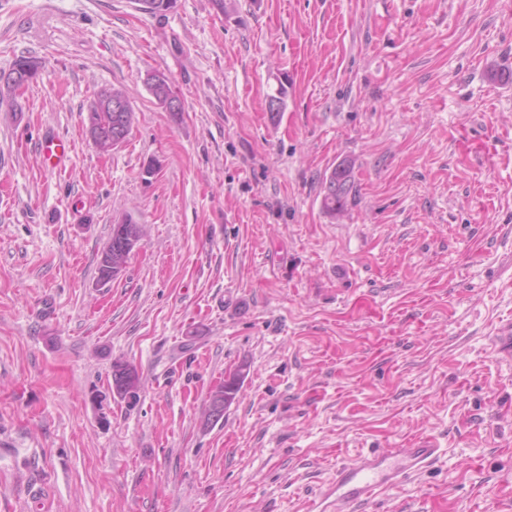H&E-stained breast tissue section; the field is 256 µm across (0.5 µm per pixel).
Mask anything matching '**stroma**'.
Listing matches in <instances>:
<instances>
[{
  "mask_svg": "<svg viewBox=\"0 0 512 512\" xmlns=\"http://www.w3.org/2000/svg\"><path fill=\"white\" fill-rule=\"evenodd\" d=\"M21 55L42 67L0 102V512H307L358 451L430 435L443 463L367 512H512V364L486 341L512 320V0H0V71ZM106 87L135 121L102 155ZM343 161L357 202L332 217ZM128 214L146 233L98 287ZM98 95L93 104L91 105V107L89 108L88 112H94L93 115L96 118V121L97 123H99V125L107 127L112 125V130L110 131V135L108 136L112 141V144L107 140L95 143V141H97L100 138H103L104 136L102 135V131L95 122L91 113L87 114V133L92 142L95 143V147L100 152L109 153L112 150L119 147L118 145H122L127 140L132 128L134 113L130 101L123 90L112 87V90L109 93L108 102L110 109L112 111V100L115 97H117L118 99H123L127 107V112H120L121 108L118 104H114L115 112H109V110L104 107L103 102H100L98 105ZM124 129V139L120 143L115 142L114 137L121 135ZM40 151L45 164L54 169L65 166L69 159L70 146L63 139L48 136L41 140ZM356 200L351 165L334 168L325 182L322 208L331 216L342 213ZM138 385L140 380L137 370L122 362H113L112 364V389L122 400H125V394ZM245 372L246 368L244 366L229 372L224 378V385L211 394L205 420L206 424L218 422L224 417V411L232 405L240 392Z\"/></svg>",
  "mask_w": 512,
  "mask_h": 512,
  "instance_id": "stroma-1",
  "label": "stroma"
}]
</instances>
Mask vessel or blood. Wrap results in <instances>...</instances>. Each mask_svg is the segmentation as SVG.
<instances>
[{"mask_svg":"<svg viewBox=\"0 0 512 512\" xmlns=\"http://www.w3.org/2000/svg\"><path fill=\"white\" fill-rule=\"evenodd\" d=\"M40 151L45 164L65 166L68 142L55 136L42 139ZM494 351L512 362V321L502 324L491 338ZM442 448L435 438L414 441L403 448L370 449L359 452L351 465H340L323 485L311 512H360L392 491L403 489L429 471L439 460Z\"/></svg>","mask_w":512,"mask_h":512,"instance_id":"b4317fda","label":"vessel or blood"}]
</instances>
